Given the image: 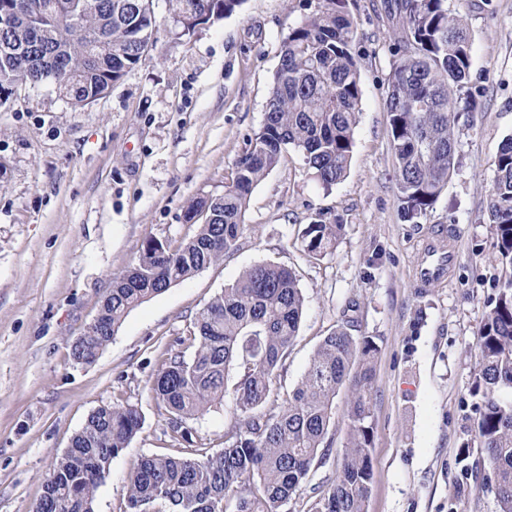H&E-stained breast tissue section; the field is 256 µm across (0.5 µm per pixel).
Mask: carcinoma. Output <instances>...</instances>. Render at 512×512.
<instances>
[{
    "instance_id": "carcinoma-1",
    "label": "carcinoma",
    "mask_w": 512,
    "mask_h": 512,
    "mask_svg": "<svg viewBox=\"0 0 512 512\" xmlns=\"http://www.w3.org/2000/svg\"><path fill=\"white\" fill-rule=\"evenodd\" d=\"M181 34L208 15L213 23L242 0H170ZM342 0H305L309 15L283 41L264 121L234 161L224 193L195 198L184 217L197 233L172 248L146 241L136 264L112 281L96 318L71 344L78 364L93 363L127 314L153 295L191 278L233 250L252 189L293 150L329 189L349 168L360 112L361 78L354 52L357 26ZM19 14L0 29V90L16 80L49 83L76 108L106 95L138 65L139 43L154 42L149 0H15ZM397 36L388 78L386 111L395 159L401 218L426 214L454 169L459 114L474 109L471 38L448 0H384ZM500 262L512 268V135L497 147L485 207ZM343 225L315 222L301 235L302 250L320 259L336 248ZM474 346L473 431L477 448L459 450L466 474L493 492L498 512H512V274L495 286ZM304 297L295 273L257 264L213 296L187 332L191 359L165 358L151 391L168 413L172 438L185 424L224 402L237 417L214 454H161L143 458L130 478L125 512H282L326 462L333 404L350 393L349 431L335 478L308 512H365L372 479L370 390L378 345L340 325L323 338L301 381L276 414L265 412L277 371L297 335ZM131 405L96 408L56 458L43 483L38 512H94L99 485L112 459L141 429Z\"/></svg>"
}]
</instances>
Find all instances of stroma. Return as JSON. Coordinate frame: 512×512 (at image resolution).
<instances>
[{
  "instance_id": "35a3bbf8",
  "label": "stroma",
  "mask_w": 512,
  "mask_h": 512,
  "mask_svg": "<svg viewBox=\"0 0 512 512\" xmlns=\"http://www.w3.org/2000/svg\"><path fill=\"white\" fill-rule=\"evenodd\" d=\"M449 4L472 36L478 109L456 126L454 170L426 215L404 221L396 200L385 106L394 27L381 0H344L358 26L362 88L346 178L325 188L297 152L286 153L252 190L236 249L133 309L89 365L72 360V340L148 239L175 247L196 234L184 211L232 182L246 137L263 123L283 40L306 11L301 0H243L180 36L169 0H152L154 44L103 98L77 109L49 84L10 91L0 106V512H31L56 457L94 409L112 403L136 406L143 424L113 458L94 510L125 512L140 460L181 448L152 376L197 311L259 263L291 269L305 299L268 411L286 402L324 336L351 323L379 347L366 512H497L457 457L472 436L471 349L502 275L484 211L497 146L512 134V0ZM316 221L343 227L335 251L318 260L300 243ZM448 225L460 259L447 283L417 287L416 248ZM234 419L225 399L192 422V447L220 451ZM346 437L341 394L331 454L288 512H307Z\"/></svg>"
}]
</instances>
